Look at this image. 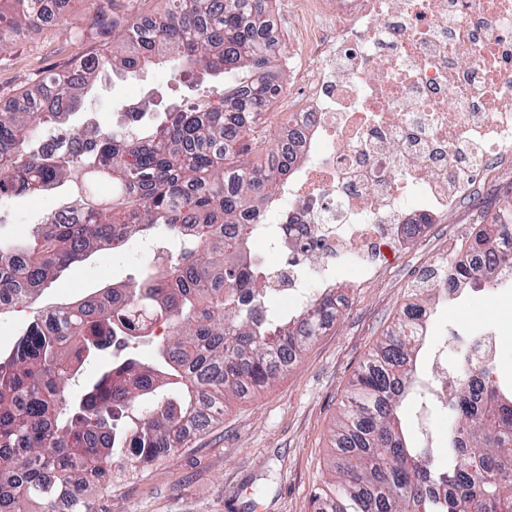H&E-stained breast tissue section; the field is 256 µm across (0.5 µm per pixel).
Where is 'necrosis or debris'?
Masks as SVG:
<instances>
[{
	"mask_svg": "<svg viewBox=\"0 0 512 512\" xmlns=\"http://www.w3.org/2000/svg\"><path fill=\"white\" fill-rule=\"evenodd\" d=\"M288 68L299 99L279 98L289 133L257 138L280 181L255 238L263 300L308 311L374 284L387 255L417 247L470 195L475 175L512 172V0H299ZM316 254L307 263V254ZM360 269L339 273L344 260ZM470 240L431 256L422 280L461 291L459 268L484 266ZM494 332L462 360V383L489 374Z\"/></svg>",
	"mask_w": 512,
	"mask_h": 512,
	"instance_id": "necrosis-or-debris-1",
	"label": "necrosis or debris"
}]
</instances>
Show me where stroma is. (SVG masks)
Here are the masks:
<instances>
[{
    "mask_svg": "<svg viewBox=\"0 0 512 512\" xmlns=\"http://www.w3.org/2000/svg\"><path fill=\"white\" fill-rule=\"evenodd\" d=\"M162 0H112L100 21L92 0H70V21L58 29L45 25L0 52V109L16 105L25 90L48 74L65 72L80 60L112 46L113 29L130 13L161 11ZM195 72L173 86L163 69L103 75L93 87L88 111L115 121L121 102L153 96L158 111L195 96L197 84H216ZM69 193L21 195L0 208V235L10 237L41 223ZM512 208V190L487 187L473 200L449 211L433 225L421 252L398 257L375 287L348 293L336 320L314 339L269 386L234 401L221 422L192 439L191 447L154 463L144 473L121 480L112 492L110 512H313L312 496L331 479L336 464L333 431L341 401L376 341L403 306L414 302L412 289L424 263L444 237L473 232ZM142 260L120 255L94 256L72 269L79 290L48 288L46 304L87 296L103 287H122L138 279ZM433 310L430 337L422 352L430 368L436 347H448V372L456 374V350L467 337L495 328L500 343L495 379L512 382V282L491 292L463 291L459 299L428 297Z\"/></svg>",
    "mask_w": 512,
    "mask_h": 512,
    "instance_id": "obj_1",
    "label": "stroma"
}]
</instances>
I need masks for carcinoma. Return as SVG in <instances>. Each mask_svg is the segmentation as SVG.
Masks as SVG:
<instances>
[{
	"instance_id": "cac0c4a2",
	"label": "carcinoma",
	"mask_w": 512,
	"mask_h": 512,
	"mask_svg": "<svg viewBox=\"0 0 512 512\" xmlns=\"http://www.w3.org/2000/svg\"><path fill=\"white\" fill-rule=\"evenodd\" d=\"M46 0H0V51L44 25ZM269 0H166L150 43L132 15L112 49L50 74L18 105L0 110V202L50 196L70 182L85 194L70 218L46 215L19 245L0 239V317L30 318L0 351V512H98L116 474L134 475L189 445L235 399L270 384L336 318L327 296L305 315L261 306L265 270L252 255L257 225L240 222L278 195L277 177L245 156L262 115L281 93L262 39ZM222 86L149 123L89 125L91 137L60 148L104 73L166 65L182 80L196 65ZM62 102L46 106L50 88ZM248 114L239 124L230 114ZM235 175L231 191L224 190ZM162 226L183 245L167 265L147 263L139 281L77 303L37 306L63 272ZM512 251V220L482 227L476 245ZM498 256L465 275L496 288ZM168 333L143 362L132 346ZM424 338L406 315L372 349L336 423L340 463L313 495L315 512H512V386L487 382L474 399L448 402V446L437 456L410 442L408 399L427 390L418 357ZM115 362L80 394L72 385L98 352Z\"/></svg>"
}]
</instances>
